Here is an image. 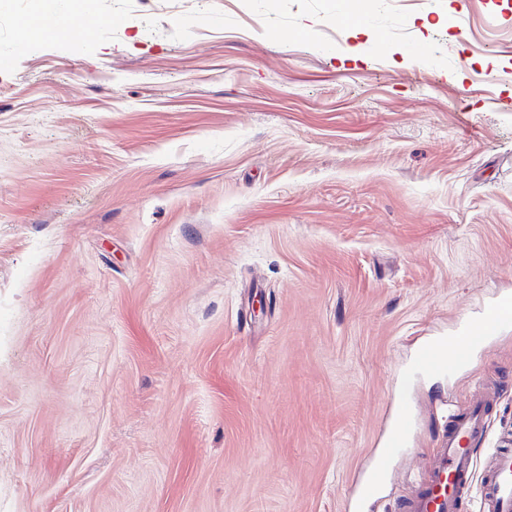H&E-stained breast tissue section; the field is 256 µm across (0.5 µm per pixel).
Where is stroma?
I'll use <instances>...</instances> for the list:
<instances>
[{"label":"stroma","mask_w":512,"mask_h":512,"mask_svg":"<svg viewBox=\"0 0 512 512\" xmlns=\"http://www.w3.org/2000/svg\"><path fill=\"white\" fill-rule=\"evenodd\" d=\"M365 2L98 0L0 69V512H344L398 403L367 512L449 410L512 448V0ZM476 336L461 334L455 336L451 349L452 358L448 359V338L429 342L423 345L417 355L416 370L420 374H435L448 371L459 363L467 360ZM409 420L410 417L405 408L402 406L393 408L389 434L382 448L377 452L375 466L360 485L358 494L349 505L348 510L350 508L352 510L361 509L363 502L379 494L391 460L406 445Z\"/></svg>","instance_id":"obj_1"}]
</instances>
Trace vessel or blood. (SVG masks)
Wrapping results in <instances>:
<instances>
[{"instance_id":"vessel-or-blood-1","label":"vessel or blood","mask_w":512,"mask_h":512,"mask_svg":"<svg viewBox=\"0 0 512 512\" xmlns=\"http://www.w3.org/2000/svg\"><path fill=\"white\" fill-rule=\"evenodd\" d=\"M71 22L62 0H50L42 22L45 32ZM474 342V336L462 334L423 345L417 355V372L435 374L452 370L467 360ZM486 407V401L480 400L451 415L436 466L417 483L410 497L402 499L399 512H461L471 489L477 446L487 432ZM409 420L405 408H394L389 434L377 452L374 468L350 504L352 512H359L363 502L378 495L392 459L406 445ZM479 491L489 512H512V448L494 449Z\"/></svg>"}]
</instances>
